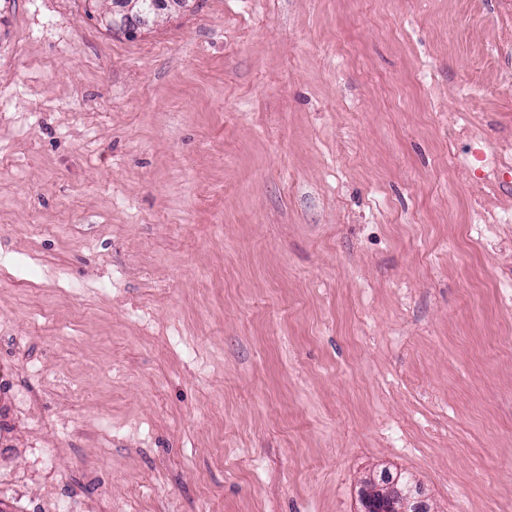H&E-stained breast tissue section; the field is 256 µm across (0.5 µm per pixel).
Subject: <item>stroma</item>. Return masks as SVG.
<instances>
[{
    "label": "stroma",
    "instance_id": "obj_1",
    "mask_svg": "<svg viewBox=\"0 0 512 512\" xmlns=\"http://www.w3.org/2000/svg\"><path fill=\"white\" fill-rule=\"evenodd\" d=\"M512 512V0H0V512ZM124 13L120 18L114 14L99 13L100 22L106 28L120 29L128 34H135L145 28L152 16L146 14L141 0H123ZM361 504L362 512H406L411 500L398 483H384L370 478L362 485Z\"/></svg>",
    "mask_w": 512,
    "mask_h": 512
}]
</instances>
